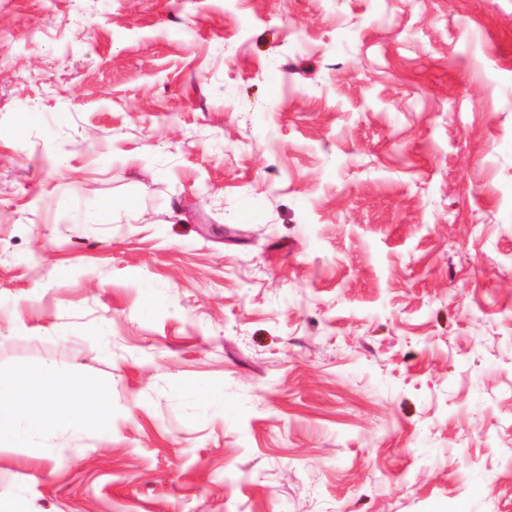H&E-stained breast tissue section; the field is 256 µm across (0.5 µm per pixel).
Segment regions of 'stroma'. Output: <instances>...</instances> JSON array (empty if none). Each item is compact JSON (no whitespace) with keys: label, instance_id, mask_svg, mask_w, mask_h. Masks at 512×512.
Wrapping results in <instances>:
<instances>
[{"label":"stroma","instance_id":"35a3bbf8","mask_svg":"<svg viewBox=\"0 0 512 512\" xmlns=\"http://www.w3.org/2000/svg\"><path fill=\"white\" fill-rule=\"evenodd\" d=\"M112 429L0 512H512V0H0V374Z\"/></svg>","mask_w":512,"mask_h":512}]
</instances>
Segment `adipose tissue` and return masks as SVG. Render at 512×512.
<instances>
[{
	"mask_svg": "<svg viewBox=\"0 0 512 512\" xmlns=\"http://www.w3.org/2000/svg\"><path fill=\"white\" fill-rule=\"evenodd\" d=\"M56 395L37 393L32 378L18 373L0 376V447H29L34 439L56 431L82 434L90 426L112 427L111 394L95 382L45 371Z\"/></svg>",
	"mask_w": 512,
	"mask_h": 512,
	"instance_id": "1",
	"label": "adipose tissue"
}]
</instances>
